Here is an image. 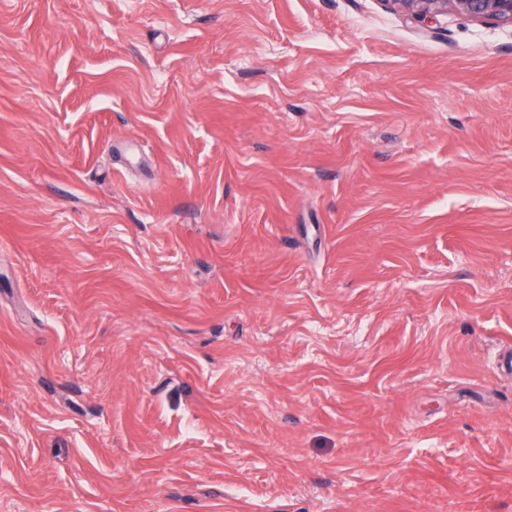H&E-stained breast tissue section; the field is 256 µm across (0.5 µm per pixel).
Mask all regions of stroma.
<instances>
[{
    "label": "stroma",
    "instance_id": "stroma-1",
    "mask_svg": "<svg viewBox=\"0 0 512 512\" xmlns=\"http://www.w3.org/2000/svg\"><path fill=\"white\" fill-rule=\"evenodd\" d=\"M512 30L383 0H0V512H512Z\"/></svg>",
    "mask_w": 512,
    "mask_h": 512
}]
</instances>
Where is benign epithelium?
<instances>
[{
	"instance_id": "7a95c632",
	"label": "benign epithelium",
	"mask_w": 512,
	"mask_h": 512,
	"mask_svg": "<svg viewBox=\"0 0 512 512\" xmlns=\"http://www.w3.org/2000/svg\"><path fill=\"white\" fill-rule=\"evenodd\" d=\"M429 28L448 13L512 28V0H383Z\"/></svg>"
}]
</instances>
